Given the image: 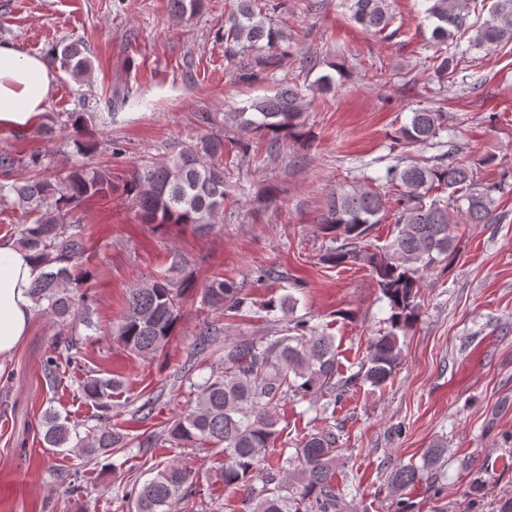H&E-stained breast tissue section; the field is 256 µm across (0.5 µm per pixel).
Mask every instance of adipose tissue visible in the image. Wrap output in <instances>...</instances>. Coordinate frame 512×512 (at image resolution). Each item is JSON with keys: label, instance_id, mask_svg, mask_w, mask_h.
Returning a JSON list of instances; mask_svg holds the SVG:
<instances>
[{"label": "adipose tissue", "instance_id": "ef3b65f1", "mask_svg": "<svg viewBox=\"0 0 512 512\" xmlns=\"http://www.w3.org/2000/svg\"><path fill=\"white\" fill-rule=\"evenodd\" d=\"M56 81L45 59L0 43V126L26 130L44 114ZM41 269L29 252L0 241V356L28 335L34 314L31 287Z\"/></svg>", "mask_w": 512, "mask_h": 512}]
</instances>
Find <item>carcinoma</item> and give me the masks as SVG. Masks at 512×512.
<instances>
[{"mask_svg":"<svg viewBox=\"0 0 512 512\" xmlns=\"http://www.w3.org/2000/svg\"><path fill=\"white\" fill-rule=\"evenodd\" d=\"M427 17L434 20L431 58L439 81L456 71L443 47L468 30L470 5L477 0H428ZM353 19L379 35L394 21L389 0H347ZM202 0H169L177 16L196 12ZM285 36L268 14L267 0H236L224 15V58L243 60L245 75L259 79L274 63L275 51ZM512 43V0H492L489 18L471 40V46L492 50ZM90 50L82 43L51 49V58L76 77L91 68ZM300 76L280 83L272 96L254 98L233 112L224 113V129L209 114L200 116L205 131L171 147L167 159L142 160L123 178L122 194L145 224H191L208 230L224 213V186L233 171L224 167V147L247 153L254 140H266V152L275 156L281 142L304 137V113L309 106ZM85 112H71L75 153L87 155L97 144L82 138ZM446 125L437 109L411 113L395 138L408 145H432ZM48 155L28 156L0 150V204L10 205L30 221L15 231L18 246L34 253L42 273L31 288L35 307L50 315L58 327L54 354L46 359L45 372L55 380L73 360L75 319L86 323L91 303L84 291L91 271L83 264L90 238L76 213L92 200L112 197L117 186L112 168L75 164L52 178ZM27 169L30 176L19 182L14 173ZM400 188L395 217L396 233L381 249H370L366 238L385 216L386 188ZM440 190L444 198L433 195ZM499 183L482 184L473 171L452 153L431 166L418 164L387 169L384 183L353 185L328 199L318 223L333 235L337 246L322 255L330 266L362 265L369 268L376 288L388 301V328L370 341L359 369L349 375L338 371L335 339L307 320H290L280 335L236 338L224 342L221 366L203 382L193 385L186 413L166 424L165 441L176 448L218 449L224 464L210 478L244 492L246 512H339L336 462L341 449L336 427L325 426L302 438L294 453L276 448L281 435L275 407L288 398L318 402L328 395L342 399L368 384L381 388L403 361L406 333L418 317L417 302L422 273L439 262L451 261L456 248L453 227L460 223L486 224L491 220L501 192ZM189 284L160 278L128 292L125 312L118 326L119 341L143 357L160 355L179 315ZM202 301L224 312L240 314L251 306L242 288L224 275L212 276ZM224 334V327L207 322L195 339L196 354ZM123 386L122 377L87 375L79 391L102 412L112 410V393ZM43 441L63 448L77 437L72 452L87 461L108 458L133 447L134 438L96 425L80 436L81 423L49 409L43 416ZM448 449L442 440L422 455V464L404 465L392 472L398 489L414 486L424 474H437L447 465ZM199 472L179 462L157 470L142 486L122 487V499L131 512H174L177 504L197 492Z\"/></svg>","mask_w":512,"mask_h":512,"instance_id":"cac0c4a2","label":"carcinoma"}]
</instances>
